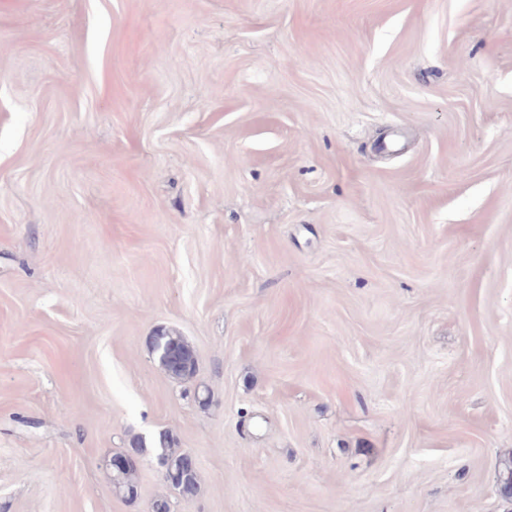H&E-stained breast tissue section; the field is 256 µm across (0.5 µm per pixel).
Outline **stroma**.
<instances>
[{"instance_id": "1", "label": "stroma", "mask_w": 512, "mask_h": 512, "mask_svg": "<svg viewBox=\"0 0 512 512\" xmlns=\"http://www.w3.org/2000/svg\"><path fill=\"white\" fill-rule=\"evenodd\" d=\"M162 433L197 496H117ZM511 466L512 0H0V512H512ZM154 348L159 355L161 366L171 377L184 379L196 373L195 352L183 336L175 332L163 331L155 337ZM174 357L178 359L179 366L175 365ZM114 456V457H113ZM112 464L115 467L125 466H141L142 460L137 455H113ZM107 458L103 462V466L108 475L110 483L112 484V490L116 495L123 498H134L137 495V471L139 468H127V469H116L112 468Z\"/></svg>"}]
</instances>
